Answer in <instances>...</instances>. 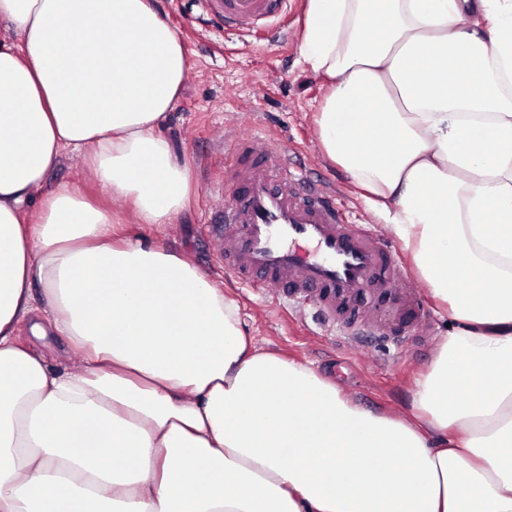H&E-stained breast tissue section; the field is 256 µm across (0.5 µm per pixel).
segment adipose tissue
Returning <instances> with one entry per match:
<instances>
[{
	"instance_id": "obj_1",
	"label": "adipose tissue",
	"mask_w": 512,
	"mask_h": 512,
	"mask_svg": "<svg viewBox=\"0 0 512 512\" xmlns=\"http://www.w3.org/2000/svg\"><path fill=\"white\" fill-rule=\"evenodd\" d=\"M0 25V512H512V0H305L319 143L451 323L407 417L255 352L188 256L46 188L71 153L139 224L188 208L160 129L191 65L152 0Z\"/></svg>"
}]
</instances>
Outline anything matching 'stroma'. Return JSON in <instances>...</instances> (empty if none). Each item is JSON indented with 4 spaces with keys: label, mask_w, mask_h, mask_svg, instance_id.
<instances>
[{
    "label": "stroma",
    "mask_w": 512,
    "mask_h": 512,
    "mask_svg": "<svg viewBox=\"0 0 512 512\" xmlns=\"http://www.w3.org/2000/svg\"><path fill=\"white\" fill-rule=\"evenodd\" d=\"M153 2L181 38L192 65L162 133L176 160L189 167L195 195L175 223L152 228L134 223L131 231L148 241H161L173 252L188 254L209 273L238 302L242 328L260 351L306 363L367 410L409 412L415 383L448 332L445 322L431 311L427 286L418 288L428 309L423 340H412L401 349L381 334L358 350L343 337L318 329L311 304L294 308L277 289H244L226 278L208 234L213 213L224 204L223 194L212 186L224 172L225 135L269 133L282 140L283 159L312 179L335 183L341 204L354 212L358 223L373 225L402 264L413 265L386 220L365 203L345 172L319 148L314 113L325 93V80L300 53L304 0H293L284 36L225 29L211 0Z\"/></svg>",
    "instance_id": "stroma-1"
}]
</instances>
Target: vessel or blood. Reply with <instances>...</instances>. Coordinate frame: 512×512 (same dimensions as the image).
<instances>
[{
	"label": "vessel or blood",
	"mask_w": 512,
	"mask_h": 512,
	"mask_svg": "<svg viewBox=\"0 0 512 512\" xmlns=\"http://www.w3.org/2000/svg\"><path fill=\"white\" fill-rule=\"evenodd\" d=\"M226 26L249 31L277 17L288 0H214ZM277 138H234L224 166L230 199L212 224L225 270L243 285L253 276L286 288L289 298L313 301L325 325L365 341L376 330L405 338L424 312L406 288L404 271L366 225L349 221L336 188L308 179L282 162ZM311 244L314 254L301 252ZM372 305H354L363 292Z\"/></svg>",
	"instance_id": "1"
}]
</instances>
